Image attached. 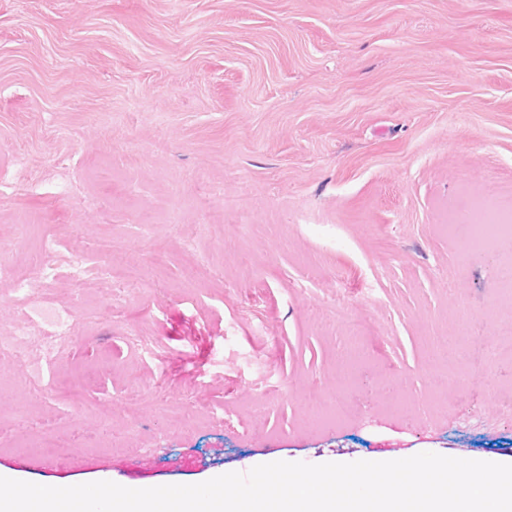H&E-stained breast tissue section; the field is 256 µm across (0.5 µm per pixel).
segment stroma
<instances>
[{"label": "stroma", "mask_w": 512, "mask_h": 512, "mask_svg": "<svg viewBox=\"0 0 512 512\" xmlns=\"http://www.w3.org/2000/svg\"><path fill=\"white\" fill-rule=\"evenodd\" d=\"M483 193L512 202V0H0V336L33 328L0 471L512 464ZM48 237L97 271L18 302ZM71 333V329H65L59 331L55 336H47L41 340V353L48 364H53L58 359L69 343L72 337Z\"/></svg>", "instance_id": "1"}]
</instances>
